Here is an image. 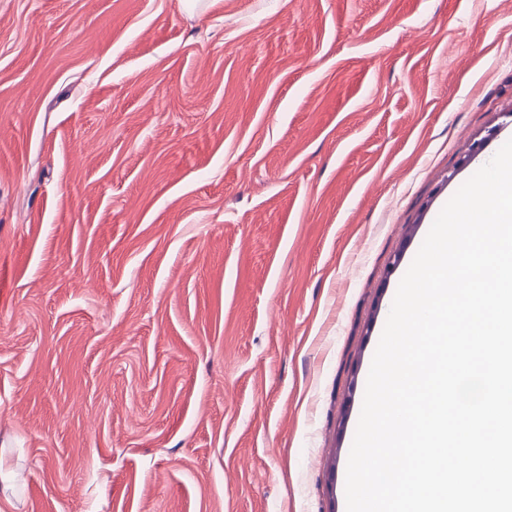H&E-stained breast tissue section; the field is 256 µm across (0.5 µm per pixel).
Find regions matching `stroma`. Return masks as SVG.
<instances>
[{
    "label": "stroma",
    "instance_id": "1",
    "mask_svg": "<svg viewBox=\"0 0 512 512\" xmlns=\"http://www.w3.org/2000/svg\"><path fill=\"white\" fill-rule=\"evenodd\" d=\"M510 139L512 0H0V512H346L398 285Z\"/></svg>",
    "mask_w": 512,
    "mask_h": 512
}]
</instances>
